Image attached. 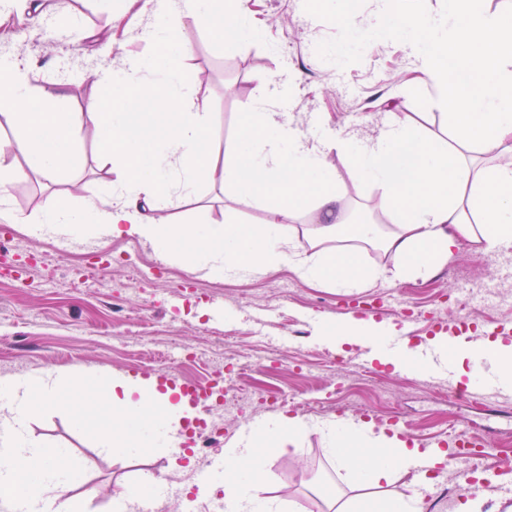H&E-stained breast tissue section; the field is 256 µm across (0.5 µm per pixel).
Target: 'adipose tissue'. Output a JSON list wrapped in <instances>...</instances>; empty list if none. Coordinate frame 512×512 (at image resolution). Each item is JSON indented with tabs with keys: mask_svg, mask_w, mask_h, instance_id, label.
Wrapping results in <instances>:
<instances>
[{
	"mask_svg": "<svg viewBox=\"0 0 512 512\" xmlns=\"http://www.w3.org/2000/svg\"><path fill=\"white\" fill-rule=\"evenodd\" d=\"M140 13H152L148 34L162 51L146 62L127 61L119 86L138 84L143 73L157 78L155 89L88 105L103 143L115 160L117 175L106 195L68 206L48 199L37 221L65 224L75 232L135 237L159 252L187 258L209 275L258 276L288 265L301 279L336 288L372 285L382 272L366 267L357 250L329 245L310 251L291 227L310 205L333 215L339 192L326 163L328 151L350 156L379 189L381 206L394 229L383 249L397 276L434 273L447 264L461 243L494 256L512 250V13L488 14L476 0H442L437 10L408 13L405 0H372L365 17L372 29L396 15L413 30L409 44L438 104L446 108L460 147L478 144L498 163L465 161L459 149L395 122L376 138L358 132L333 143L303 140L290 112L257 102L243 115L233 160L225 168L228 194L265 204L266 224L171 223L160 212L172 200L174 185L185 194L210 182V115L195 109L177 52L184 19L210 26L224 41L258 37L250 22V0H126ZM60 87L37 83L34 68L10 59L0 68V100L11 107L13 138L0 142V184L16 174L13 157L54 181L74 165L73 122L61 109ZM93 375L0 376V502L7 512H83L70 492L81 472L65 449L29 441L27 420L36 405L66 403L83 407ZM100 414L112 425L101 446L110 456H134L148 448L174 446L172 423L191 417V408L172 402L156 383L141 384L105 376ZM329 453L348 471L355 489L374 492L376 512H423L417 497H390L385 490L399 470L417 465L424 452L398 435H372L368 425L347 423L329 432ZM265 456L237 441L224 451V512H269L264 495Z\"/></svg>",
	"mask_w": 512,
	"mask_h": 512,
	"instance_id": "ef3b65f1",
	"label": "adipose tissue"
}]
</instances>
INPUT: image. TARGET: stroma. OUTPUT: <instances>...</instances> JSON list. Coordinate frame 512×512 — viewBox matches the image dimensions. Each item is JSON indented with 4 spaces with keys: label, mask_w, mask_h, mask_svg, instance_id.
I'll list each match as a JSON object with an SVG mask.
<instances>
[{
    "label": "stroma",
    "mask_w": 512,
    "mask_h": 512,
    "mask_svg": "<svg viewBox=\"0 0 512 512\" xmlns=\"http://www.w3.org/2000/svg\"><path fill=\"white\" fill-rule=\"evenodd\" d=\"M47 14L34 19L20 0H0V54H14L39 69V83H62L66 111L76 117L72 176L48 183L25 170L16 159L19 175L0 194V208L16 216V223L0 219V246L11 257L38 264L0 280V376L34 374L44 369L68 373L94 369L150 380L162 372L204 381L218 368L225 350L251 361L249 386L253 391H286L325 396L336 370V354L349 360L347 382L337 403L311 411L301 410L308 425L297 437L296 453L268 456L264 473L267 497L274 512H314L316 478L298 472L297 466L319 462L327 486L335 497L347 500L353 490L345 471L336 467L328 452L325 425L336 420L337 404L348 405L347 419L373 423L382 430V418L399 414L407 423L405 439L423 445L445 436L449 420L469 427L486 442L499 444L512 435V405L487 403L470 407L466 400L450 397L435 403L432 386L422 379L403 376L394 359L375 358L380 372L368 382L359 362L374 343L363 339L334 345L323 337L325 324H350L354 315L339 312V304L368 300L376 303L371 325L385 334L407 331L431 341L430 318L442 312L450 322L448 345L460 355L472 338L497 339L499 323L512 324V307H486L476 303L472 328L457 330L454 309H437L436 292H456L466 281L489 282L495 268L489 256L462 244L448 264L434 276L395 278L392 259L377 243L361 246L360 257L369 267L384 269L373 287L341 290L328 284L307 283L288 268L246 279L218 280L194 268L191 261L167 257L150 244L130 237L80 236L69 229L48 228L32 232L49 196L64 201L77 196L106 194L112 183L111 167L102 165L103 146L97 125L86 106L111 92L109 74L130 59H144L157 51L143 37L148 16L133 18L132 31L121 42L93 39V32L109 28L111 14L99 0H44ZM261 38L244 43H225L210 29L185 21L179 42L186 50L183 76L195 95L196 109L211 118L212 161L225 166V151L236 142L243 113L267 94L266 80L291 76L289 110L299 128L311 140L343 136L359 131L373 137L394 121L418 125L426 135L447 138L451 129L444 108L430 99V88L414 64L409 47L393 30L370 31L351 24L350 14L367 15V0H250ZM370 45L369 60L349 67L345 59L354 36ZM413 96V108H401L404 96ZM327 164L336 173L340 197L337 208L344 217L357 210L370 223L389 230L379 194L365 180L351 158L329 153ZM165 217L186 226L196 224H264L269 213L264 205L226 195L223 178L203 184L196 194L174 200ZM152 266L157 276L143 283L138 267ZM411 309L412 318L401 315ZM194 350L195 361L180 355ZM281 361L278 371H267L270 357ZM82 416L57 404L36 410L27 422L29 438L37 445L67 449L81 470L73 489L85 512H109L115 490L124 483L163 477L166 485L184 488L195 484L208 462L223 459L224 447L240 437L244 422H228L217 442L191 469L173 468L161 449L135 457H111L101 453L105 424L96 404L98 395Z\"/></svg>",
    "instance_id": "stroma-1"
}]
</instances>
